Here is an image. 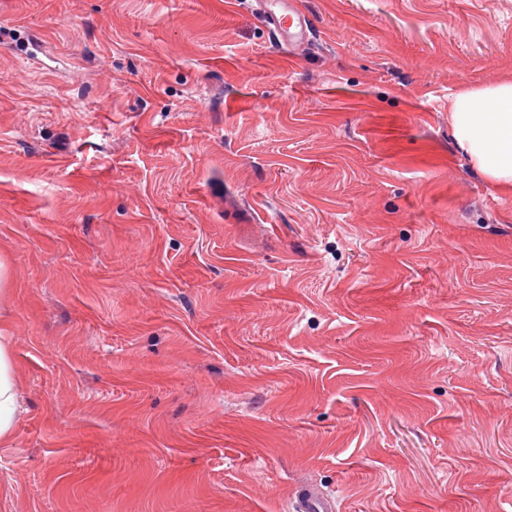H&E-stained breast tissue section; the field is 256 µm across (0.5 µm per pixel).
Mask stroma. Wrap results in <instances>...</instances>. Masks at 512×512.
Instances as JSON below:
<instances>
[{"label":"stroma","mask_w":512,"mask_h":512,"mask_svg":"<svg viewBox=\"0 0 512 512\" xmlns=\"http://www.w3.org/2000/svg\"><path fill=\"white\" fill-rule=\"evenodd\" d=\"M297 5L0 0V512H512V0ZM258 4L266 26L279 42L295 48L308 42L311 26L293 0H260ZM448 113L456 145L475 171L495 188L512 191V78L460 90ZM13 275L9 255L0 252V446L11 442L23 411L20 372L12 348L15 333L7 314ZM290 512H335L336 501L311 484H301L291 498Z\"/></svg>","instance_id":"obj_1"}]
</instances>
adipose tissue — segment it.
<instances>
[{
	"label": "adipose tissue",
	"instance_id": "1",
	"mask_svg": "<svg viewBox=\"0 0 512 512\" xmlns=\"http://www.w3.org/2000/svg\"><path fill=\"white\" fill-rule=\"evenodd\" d=\"M448 120L475 171L495 188L512 191V78L460 90L450 101ZM13 275L8 254L0 252V446L11 442L23 411L15 333L7 314Z\"/></svg>",
	"mask_w": 512,
	"mask_h": 512
}]
</instances>
